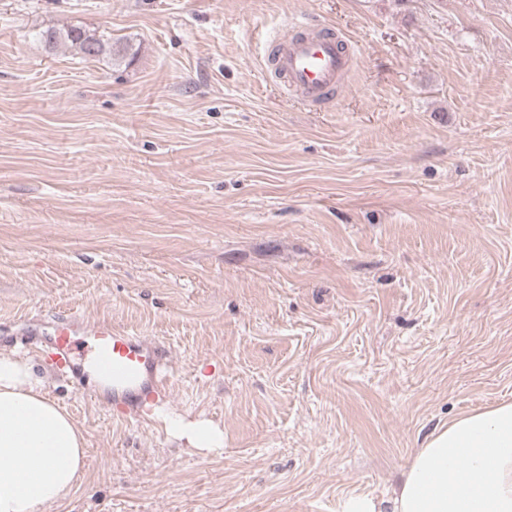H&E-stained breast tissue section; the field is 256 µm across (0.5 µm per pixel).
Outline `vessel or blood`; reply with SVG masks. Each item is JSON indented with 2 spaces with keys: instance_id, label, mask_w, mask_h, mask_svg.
<instances>
[{
  "instance_id": "vessel-or-blood-1",
  "label": "vessel or blood",
  "mask_w": 512,
  "mask_h": 512,
  "mask_svg": "<svg viewBox=\"0 0 512 512\" xmlns=\"http://www.w3.org/2000/svg\"><path fill=\"white\" fill-rule=\"evenodd\" d=\"M289 27V32L270 37L264 50L281 90L308 105L334 96L351 64L349 38L307 19ZM48 348L56 364L90 396L100 394L96 379L111 381L112 402L127 414H142L145 402L167 399L170 358L164 344L108 322L87 327L67 315L59 317Z\"/></svg>"
}]
</instances>
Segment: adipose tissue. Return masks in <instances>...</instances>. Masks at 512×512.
<instances>
[{
    "label": "adipose tissue",
    "mask_w": 512,
    "mask_h": 512,
    "mask_svg": "<svg viewBox=\"0 0 512 512\" xmlns=\"http://www.w3.org/2000/svg\"><path fill=\"white\" fill-rule=\"evenodd\" d=\"M85 437L17 352L0 351V512H41L67 497ZM343 512H512V403L458 417L416 449L386 503Z\"/></svg>",
    "instance_id": "adipose-tissue-1"
}]
</instances>
